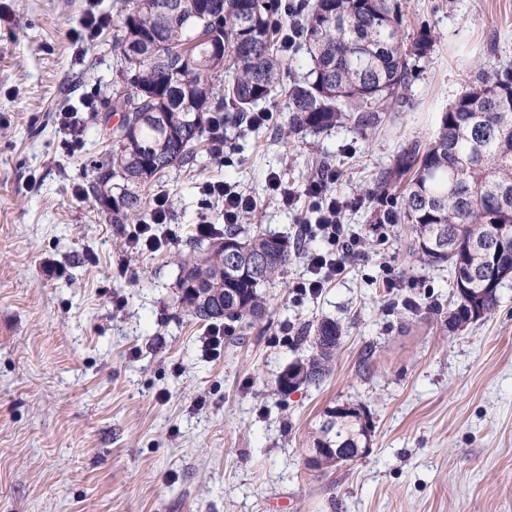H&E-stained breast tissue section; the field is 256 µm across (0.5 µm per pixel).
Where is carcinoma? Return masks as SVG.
Masks as SVG:
<instances>
[{
	"label": "carcinoma",
	"instance_id": "1",
	"mask_svg": "<svg viewBox=\"0 0 512 512\" xmlns=\"http://www.w3.org/2000/svg\"><path fill=\"white\" fill-rule=\"evenodd\" d=\"M170 0H115L112 94L94 123L118 121L108 150L93 165L86 196L112 193V223L146 219L145 190L171 168L194 167L213 154L216 119L238 126L283 82V0H193L195 15L165 9ZM297 51L303 79L288 88L289 129L320 133L336 127L365 132L406 100L419 63L435 38L428 28L406 43L402 16L389 0H303ZM379 224H407L411 253L446 267L454 288L448 330L469 325L474 311L496 307L505 283L487 282L494 248L512 255V62L477 69L444 113L434 137L403 149L376 179ZM291 260L288 239L249 224H227L205 249L180 261L177 303L203 322L252 326L268 315L263 288ZM224 311L215 309L217 287ZM343 333L325 318L313 328L312 353L278 380L286 391L321 382ZM332 434L319 428L315 448H363L372 426L356 408L331 412Z\"/></svg>",
	"mask_w": 512,
	"mask_h": 512
}]
</instances>
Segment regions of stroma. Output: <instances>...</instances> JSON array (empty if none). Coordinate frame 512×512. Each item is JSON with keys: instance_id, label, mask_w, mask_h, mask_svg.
Listing matches in <instances>:
<instances>
[{"instance_id": "1", "label": "stroma", "mask_w": 512, "mask_h": 512, "mask_svg": "<svg viewBox=\"0 0 512 512\" xmlns=\"http://www.w3.org/2000/svg\"><path fill=\"white\" fill-rule=\"evenodd\" d=\"M402 33L434 31L409 104L378 129L289 132L284 91L259 131L225 128L222 164L157 179L177 242L132 254L83 186L103 153L87 124L69 151L57 122L112 81V30L73 41L88 7L113 0H0V512H512V282L484 319L450 332L448 272L416 263L402 224L375 221V177L428 142L479 64L512 60V0H398ZM348 200L364 253L317 296L292 285L293 254L265 288L269 315L232 326L220 357L175 302L179 254L221 210L199 187L224 181L257 201L251 223L299 242L309 200L282 206L269 173L302 188L321 168ZM304 242V241H301ZM321 249L320 241L304 242ZM345 332L320 384L281 390L307 359L303 330ZM373 426L370 453L328 471L303 461L326 409Z\"/></svg>"}]
</instances>
